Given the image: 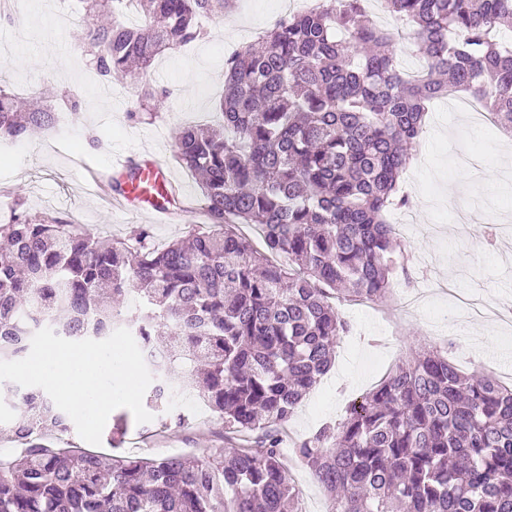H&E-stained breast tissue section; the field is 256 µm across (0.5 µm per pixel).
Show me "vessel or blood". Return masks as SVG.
Listing matches in <instances>:
<instances>
[{"mask_svg":"<svg viewBox=\"0 0 512 512\" xmlns=\"http://www.w3.org/2000/svg\"><path fill=\"white\" fill-rule=\"evenodd\" d=\"M131 170L136 177L126 184L124 192L111 193L113 209L126 213L135 211L162 224L176 222L180 213L171 205L176 184L167 166L154 161L138 162L133 156L122 155L114 158L109 173L100 178L91 177L87 185L96 193H109L113 178Z\"/></svg>","mask_w":512,"mask_h":512,"instance_id":"vessel-or-blood-1","label":"vessel or blood"}]
</instances>
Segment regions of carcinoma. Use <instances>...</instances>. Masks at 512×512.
Returning a JSON list of instances; mask_svg holds the SVG:
<instances>
[{
    "label": "carcinoma",
    "instance_id": "obj_1",
    "mask_svg": "<svg viewBox=\"0 0 512 512\" xmlns=\"http://www.w3.org/2000/svg\"><path fill=\"white\" fill-rule=\"evenodd\" d=\"M82 34L97 72L145 71L203 38L202 16L234 0H81ZM362 0H322L290 14L224 64L221 122L177 134L176 163L198 178L211 234L159 248L148 228L112 239L21 212L0 224V360H19L38 330L104 340L128 329L164 351L148 358L147 404L193 390L224 420V447L115 458L51 448L67 414L35 388H10L15 415L0 434L22 445L0 460V512H294L283 433L334 363L348 332L336 302L382 303L400 249L387 221L422 133L427 103L464 91L512 135V0H383L411 25L428 70L400 67L404 34L369 22ZM49 106L0 89V139L49 129ZM257 228V250L239 225ZM288 254L283 267L268 256ZM132 296L123 312L114 297ZM116 415L109 447L128 433ZM292 453L334 494L330 512H512V386L458 370L438 351L395 364L345 419Z\"/></svg>",
    "mask_w": 512,
    "mask_h": 512
}]
</instances>
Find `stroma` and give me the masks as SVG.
Listing matches in <instances>:
<instances>
[{
  "instance_id": "obj_1",
  "label": "stroma",
  "mask_w": 512,
  "mask_h": 512,
  "mask_svg": "<svg viewBox=\"0 0 512 512\" xmlns=\"http://www.w3.org/2000/svg\"><path fill=\"white\" fill-rule=\"evenodd\" d=\"M279 16L277 0H237L224 16L205 20L204 39L167 52L143 78L113 82L112 95L105 98L83 78L89 55L70 52L87 22L78 0H19L11 20L0 23V66L10 71L0 88L21 98L71 88L81 108L69 125L0 153V224L24 211L128 237L140 218L109 211L101 197L85 189L87 174L107 171L112 154L144 148L172 164L180 127L211 121L226 59ZM144 82L166 92L145 121L132 117ZM464 102L459 95L454 102L442 99L429 106L424 131L411 145L422 161L399 182L412 200L414 218L413 230L401 237L405 252L412 259L429 255L428 274L447 279V291L430 296L415 313L396 303L387 313L369 305L341 306L352 333L342 337L334 367L291 418L283 442V462L300 492L301 512H329L331 502L313 471L292 455L293 442L340 422L351 400L380 383L393 364L415 352L444 348L466 373L493 372L501 362L512 365V330L487 321L470 322L462 332L432 324L433 317L458 310L467 299L512 302V244L486 251L471 234H460L456 223L458 212L466 211L481 228L512 225V141L493 123L469 124L457 110ZM176 176L194 202L179 222L152 225L158 247L209 229L196 202V180L181 168ZM182 399L187 407L182 427L165 430L156 419L131 424L119 455L200 458L222 447L223 421L198 410L195 394L183 393Z\"/></svg>"
}]
</instances>
